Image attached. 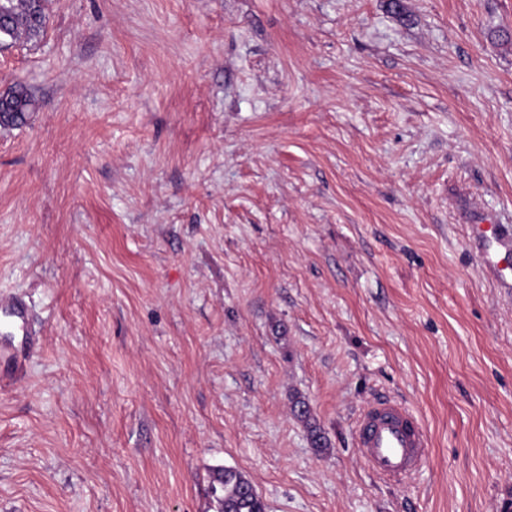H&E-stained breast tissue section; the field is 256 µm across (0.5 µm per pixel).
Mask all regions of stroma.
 I'll use <instances>...</instances> for the list:
<instances>
[{
	"mask_svg": "<svg viewBox=\"0 0 512 512\" xmlns=\"http://www.w3.org/2000/svg\"><path fill=\"white\" fill-rule=\"evenodd\" d=\"M0 512H512V0H49L0 51ZM330 446L316 452L291 399ZM406 403L424 466L353 429ZM35 101L21 82H16L5 93L0 94V127H19L26 124ZM468 231L482 271L500 292L512 295V226L477 215L468 224ZM4 309L8 315L14 319L22 336L19 346H17L13 352V360H15L19 352H22L27 347H30L32 336H30V332L27 328V314L22 306L14 303H7L5 304ZM354 441L367 467L388 480L411 477L426 460L425 430L396 400L369 405L356 422ZM210 490L217 512H266L267 505L251 480L231 467H216L210 472Z\"/></svg>",
	"mask_w": 512,
	"mask_h": 512,
	"instance_id": "1",
	"label": "stroma"
}]
</instances>
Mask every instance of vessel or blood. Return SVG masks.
<instances>
[{
  "instance_id": "vessel-or-blood-1",
  "label": "vessel or blood",
  "mask_w": 512,
  "mask_h": 512,
  "mask_svg": "<svg viewBox=\"0 0 512 512\" xmlns=\"http://www.w3.org/2000/svg\"><path fill=\"white\" fill-rule=\"evenodd\" d=\"M468 239L485 275L500 292L512 295V226L478 215L468 226ZM354 441L367 467L388 480L411 477L426 460L428 440L423 427L392 399L366 408L356 422Z\"/></svg>"
}]
</instances>
